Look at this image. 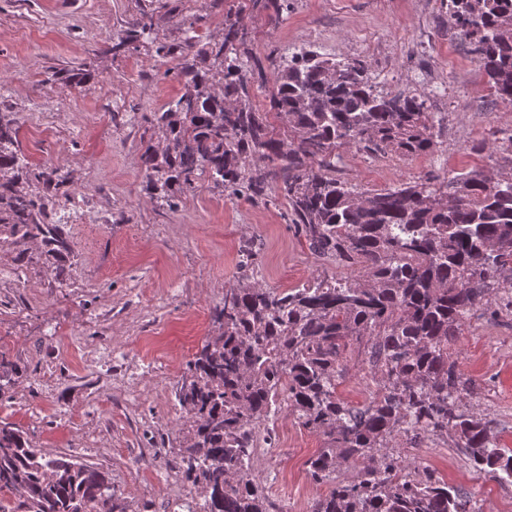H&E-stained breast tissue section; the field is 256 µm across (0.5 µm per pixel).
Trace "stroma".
<instances>
[{"instance_id":"obj_1","label":"stroma","mask_w":512,"mask_h":512,"mask_svg":"<svg viewBox=\"0 0 512 512\" xmlns=\"http://www.w3.org/2000/svg\"><path fill=\"white\" fill-rule=\"evenodd\" d=\"M143 9L160 16L171 42L189 23L202 39L221 37L225 15L240 10L248 104L259 112L269 109L280 57L301 47L365 61L381 92L427 93L440 130L432 152L340 150L337 177L360 189L491 168L472 147L512 131V105L491 95L446 0H285L275 20L250 0H0V112L12 113L29 161L58 167L72 199L68 252L34 245L21 258L0 243V350L23 370L0 401V419L46 454L73 453L107 471L135 512H171L169 489L187 488L152 459L179 445L176 386L241 276L243 242H255V278L270 288L350 271L311 253L280 194L251 201L202 184L171 209L144 190L146 117L180 94L177 62L144 47L104 52ZM63 67L93 78L52 81ZM451 357L470 381L465 409L492 419L502 447L512 448V312L474 311ZM272 429L276 460L256 456L268 496L307 512L320 492L307 461L322 440L283 412ZM395 449L468 491L484 512H512V485L475 472L452 441Z\"/></svg>"}]
</instances>
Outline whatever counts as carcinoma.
I'll list each match as a JSON object with an SVG mask.
<instances>
[{
  "instance_id": "cac0c4a2",
  "label": "carcinoma",
  "mask_w": 512,
  "mask_h": 512,
  "mask_svg": "<svg viewBox=\"0 0 512 512\" xmlns=\"http://www.w3.org/2000/svg\"><path fill=\"white\" fill-rule=\"evenodd\" d=\"M448 12L491 94L512 104V0H448ZM160 28L143 11L106 48L118 56L137 43L179 59L182 94L149 118L162 145L142 154L146 191L171 207L175 193L200 182L250 199L275 187L311 253L357 272L267 288L254 280L252 245H242L238 285L224 289L216 329L176 388L185 422L165 466L194 490L191 512H283L273 510L255 462L261 426L284 407L323 440L307 466L328 491L309 512H482L465 489L406 470L391 442L420 448L451 434L473 469L512 484V449L491 436L492 420L462 409L470 381L449 353L475 309L512 311V133L478 146L500 157L493 181L471 170L359 191L336 177V150L430 152L427 93H379L365 62L302 48L275 74L271 109L289 126L277 138L269 113L246 104L239 21H224V35L208 41L191 25L179 41H163ZM56 77L78 86L92 74L61 69ZM18 136L11 113L0 112V241L21 255L35 242L65 251V218L46 221L48 207L69 201L64 181L55 165L18 153ZM350 359L376 381L360 407L337 393ZM20 378L0 353V398ZM364 459L372 465L336 481L339 461ZM0 493L9 499L0 512H133L108 474L74 455H46L2 421Z\"/></svg>"
}]
</instances>
